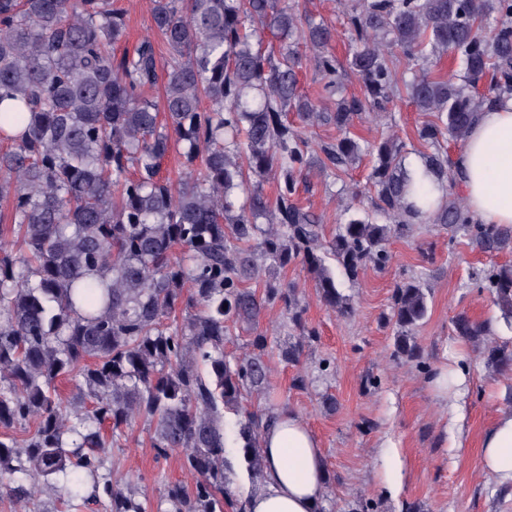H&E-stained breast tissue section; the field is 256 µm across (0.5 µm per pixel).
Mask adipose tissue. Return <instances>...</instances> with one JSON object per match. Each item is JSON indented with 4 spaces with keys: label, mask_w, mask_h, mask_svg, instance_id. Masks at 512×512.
Masks as SVG:
<instances>
[{
    "label": "adipose tissue",
    "mask_w": 512,
    "mask_h": 512,
    "mask_svg": "<svg viewBox=\"0 0 512 512\" xmlns=\"http://www.w3.org/2000/svg\"><path fill=\"white\" fill-rule=\"evenodd\" d=\"M464 199L480 223L512 224V96L479 112L455 158ZM481 462L512 484V411L486 431ZM262 487L247 495V512H318L326 470L315 436L293 412H278L261 436Z\"/></svg>",
    "instance_id": "obj_1"
}]
</instances>
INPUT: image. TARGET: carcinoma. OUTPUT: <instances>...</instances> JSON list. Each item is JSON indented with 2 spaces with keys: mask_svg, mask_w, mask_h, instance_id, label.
<instances>
[{
  "mask_svg": "<svg viewBox=\"0 0 512 512\" xmlns=\"http://www.w3.org/2000/svg\"><path fill=\"white\" fill-rule=\"evenodd\" d=\"M157 33L169 48L163 107L146 95L157 78L150 40L116 56L126 33L119 0H0V495L28 498L27 480L69 497L94 481L85 507L146 512L135 493L99 482L105 425L112 437L136 415L155 423L157 455L173 451L200 476L193 489L168 488L167 512H243L225 486L224 408L238 407L266 379L267 336L258 330L269 305L282 302L304 328L296 286L269 280L247 286L262 265L299 264L323 301L352 311L326 265L332 258L354 280L386 267L393 234L423 221L466 229L488 250L512 242V228L480 224L460 202L434 205L432 184L448 192L457 176L444 142L463 140L482 107L469 91L489 79L492 105L512 94V0H354L350 68L364 99H342L322 112L298 93L299 44L315 50L321 98L339 88L331 29L300 0H150ZM280 42L262 51L261 32ZM397 48L411 78L404 86L433 119L416 130L425 173L405 166V144L375 146L370 180L377 210L391 223L352 215L322 242L321 218L296 201L310 189V140L288 113L336 127V143L318 159L327 176L360 158L351 134L359 111H384L398 76ZM450 53L463 83L424 65ZM177 150L185 173L159 175ZM278 193H264L269 176ZM481 287L512 317V266L482 271ZM394 355L420 357L414 330L427 315L423 284L394 288ZM244 322L253 355H224L229 327ZM457 334L477 339L486 326L462 313ZM487 364L512 369V349L490 346ZM77 379L91 407L67 410L63 379ZM271 414L244 412L238 436L254 475L263 473L260 437ZM30 427L17 443L10 431Z\"/></svg>",
  "mask_w": 512,
  "mask_h": 512,
  "instance_id": "cac0c4a2",
  "label": "carcinoma"
}]
</instances>
